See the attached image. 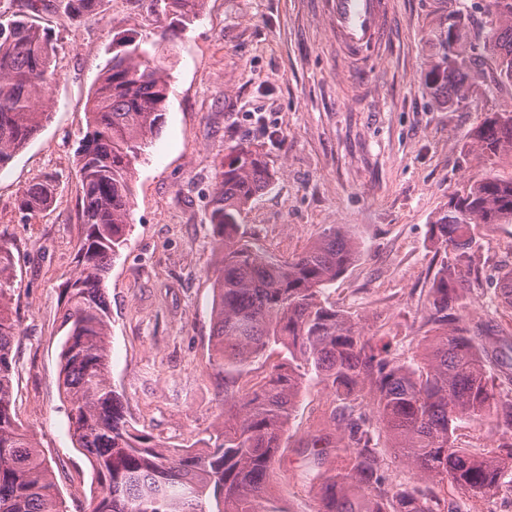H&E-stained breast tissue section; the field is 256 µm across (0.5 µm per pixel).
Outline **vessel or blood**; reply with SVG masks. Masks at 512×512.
I'll list each match as a JSON object with an SVG mask.
<instances>
[{
  "instance_id": "vessel-or-blood-1",
  "label": "vessel or blood",
  "mask_w": 512,
  "mask_h": 512,
  "mask_svg": "<svg viewBox=\"0 0 512 512\" xmlns=\"http://www.w3.org/2000/svg\"><path fill=\"white\" fill-rule=\"evenodd\" d=\"M327 12L344 55L362 61L364 52L386 49L393 0H329Z\"/></svg>"
}]
</instances>
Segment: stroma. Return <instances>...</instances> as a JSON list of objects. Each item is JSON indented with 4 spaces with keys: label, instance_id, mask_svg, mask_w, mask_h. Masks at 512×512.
<instances>
[{
    "label": "stroma",
    "instance_id": "obj_1",
    "mask_svg": "<svg viewBox=\"0 0 512 512\" xmlns=\"http://www.w3.org/2000/svg\"><path fill=\"white\" fill-rule=\"evenodd\" d=\"M325 0H205L180 32L164 66L170 75L165 126L136 166L128 241L105 282L111 380L128 420L171 448L196 445L224 422V373L210 342L218 237L206 220L220 161L230 147L263 150L272 186L241 215L240 231L270 254L299 253L322 229L341 224L363 253L326 291L366 335L414 355L425 336L424 306L441 255L430 224L487 162L474 133L487 113L512 112V83L473 80L467 102L445 101L426 83L441 21L461 18L467 45L487 44L491 0H395L394 41L366 56L375 77L360 95L323 12ZM60 49L50 119L0 168V231L20 261L13 313L14 411L39 439L67 512H90L93 473L69 432L58 388L63 338L57 309L85 234L76 221L73 175L86 131V102L112 56L115 35L155 37L139 0H103L87 23L54 9L35 14ZM59 176L51 206L26 218L21 191ZM486 273L512 266V224L479 225ZM471 319L512 333V308L488 284L473 286ZM333 396L309 379L288 425L271 490L285 512H318L302 441H337Z\"/></svg>",
    "mask_w": 512,
    "mask_h": 512
}]
</instances>
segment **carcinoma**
Instances as JSON below:
<instances>
[{
    "mask_svg": "<svg viewBox=\"0 0 512 512\" xmlns=\"http://www.w3.org/2000/svg\"><path fill=\"white\" fill-rule=\"evenodd\" d=\"M102 0H59L63 15L87 21ZM204 0H144L162 24L160 39L123 35L87 102V130L77 152V221L86 226L76 272L63 290L58 385L69 404L72 437L91 463L97 495L91 512H284L269 492V472L282 448L303 382L314 376L333 391L338 448L350 452L325 475L319 471L318 512H461L432 487L444 482L476 499L512 487V335L493 320L463 322L470 287L486 281L512 307V267L485 274L475 255V224H512V176L489 168L448 201L430 224L443 251L426 309L434 334L421 352L400 360L389 344L365 336L354 318L322 299L361 255L340 225L325 227L285 260L254 247L239 233L242 211L267 190L263 153L237 145L224 157L208 221L219 236L212 343L224 369V427L202 448L173 451L152 443L125 417L110 381V324L104 282L126 241L132 170L159 136L169 97L161 64L163 43L197 19ZM492 40L477 52L443 22L427 82L462 102L470 74L487 67L512 82V0H492ZM57 46L31 17L0 13V168L37 135L49 118L58 78ZM488 160L512 152V113L491 112L475 133ZM58 178L28 184L19 210L50 207ZM16 260L0 234V512H65L51 464L35 436L12 412L13 344L19 335L12 301ZM281 359L248 389L230 383L254 363ZM492 418L508 440L475 452L453 445L460 419ZM394 441L425 488L392 485L384 476L376 430Z\"/></svg>",
    "mask_w": 512,
    "mask_h": 512,
    "instance_id": "carcinoma-1",
    "label": "carcinoma"
}]
</instances>
